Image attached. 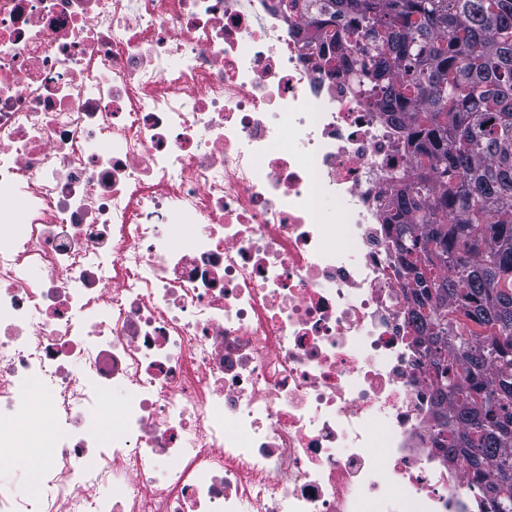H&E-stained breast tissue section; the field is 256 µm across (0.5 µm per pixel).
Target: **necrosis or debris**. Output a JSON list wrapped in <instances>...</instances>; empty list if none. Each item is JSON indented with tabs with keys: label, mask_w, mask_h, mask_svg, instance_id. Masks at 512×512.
Masks as SVG:
<instances>
[{
	"label": "necrosis or debris",
	"mask_w": 512,
	"mask_h": 512,
	"mask_svg": "<svg viewBox=\"0 0 512 512\" xmlns=\"http://www.w3.org/2000/svg\"><path fill=\"white\" fill-rule=\"evenodd\" d=\"M352 24L0 0V457L49 486L0 512H480L393 243L416 161Z\"/></svg>",
	"instance_id": "necrosis-or-debris-1"
}]
</instances>
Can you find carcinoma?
Returning a JSON list of instances; mask_svg holds the SVG:
<instances>
[{
    "instance_id": "carcinoma-1",
    "label": "carcinoma",
    "mask_w": 512,
    "mask_h": 512,
    "mask_svg": "<svg viewBox=\"0 0 512 512\" xmlns=\"http://www.w3.org/2000/svg\"><path fill=\"white\" fill-rule=\"evenodd\" d=\"M348 13L370 47L357 80L407 129L416 180L393 225L446 450L489 470L493 512H512V0H304L307 27ZM438 256L434 262L432 256Z\"/></svg>"
}]
</instances>
